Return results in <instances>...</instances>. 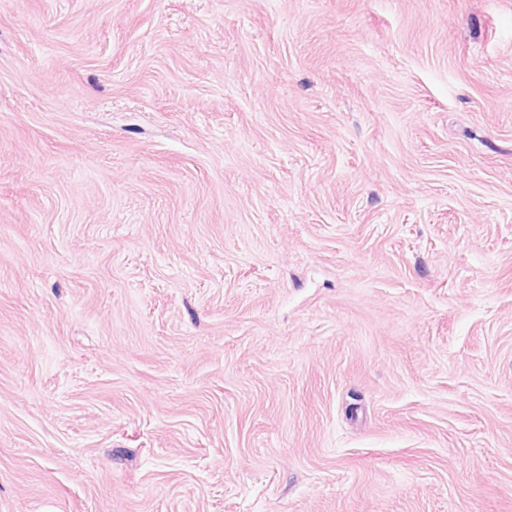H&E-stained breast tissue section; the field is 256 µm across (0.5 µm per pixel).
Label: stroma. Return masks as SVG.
Listing matches in <instances>:
<instances>
[{"label": "stroma", "instance_id": "35a3bbf8", "mask_svg": "<svg viewBox=\"0 0 512 512\" xmlns=\"http://www.w3.org/2000/svg\"><path fill=\"white\" fill-rule=\"evenodd\" d=\"M0 512H512V0H0Z\"/></svg>", "mask_w": 512, "mask_h": 512}]
</instances>
